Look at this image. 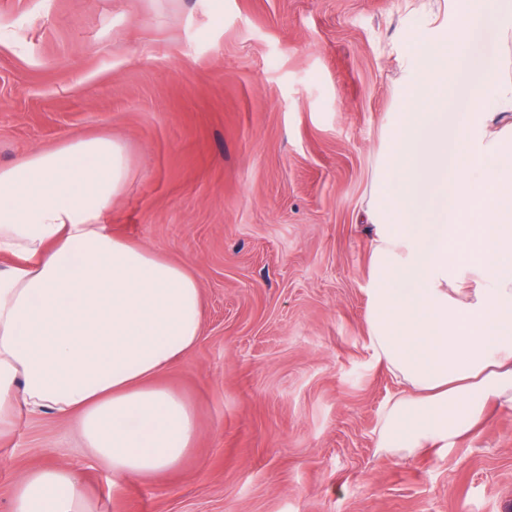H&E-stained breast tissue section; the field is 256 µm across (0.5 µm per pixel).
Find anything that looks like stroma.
I'll use <instances>...</instances> for the list:
<instances>
[{"label":"stroma","instance_id":"obj_1","mask_svg":"<svg viewBox=\"0 0 512 512\" xmlns=\"http://www.w3.org/2000/svg\"><path fill=\"white\" fill-rule=\"evenodd\" d=\"M454 0H0V166L109 134L130 176L104 221L187 264L201 336L161 376L194 407L181 466L112 487L74 422L0 436V512L32 469L96 512H512V407L441 456L378 448L396 384L368 349L359 223L402 87ZM512 79V32L483 31Z\"/></svg>","mask_w":512,"mask_h":512}]
</instances>
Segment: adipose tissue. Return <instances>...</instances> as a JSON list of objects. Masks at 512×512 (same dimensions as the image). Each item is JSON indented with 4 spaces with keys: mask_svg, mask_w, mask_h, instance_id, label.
Wrapping results in <instances>:
<instances>
[{
    "mask_svg": "<svg viewBox=\"0 0 512 512\" xmlns=\"http://www.w3.org/2000/svg\"><path fill=\"white\" fill-rule=\"evenodd\" d=\"M460 23L402 88L364 211L373 229L368 344L397 385L377 426L393 454L444 455L512 406V107L499 69L469 86L455 135L434 118L462 76L473 30L512 28L498 0H457ZM487 166L483 179L474 168ZM130 176L124 145L68 137L0 167V432L19 410L74 419L113 487L177 469L198 439L196 413L156 378L195 346L202 295L185 264L104 222ZM438 202L418 220L422 197ZM13 512H93L61 465L29 472Z\"/></svg>",
    "mask_w": 512,
    "mask_h": 512,
    "instance_id": "obj_1",
    "label": "adipose tissue"
}]
</instances>
